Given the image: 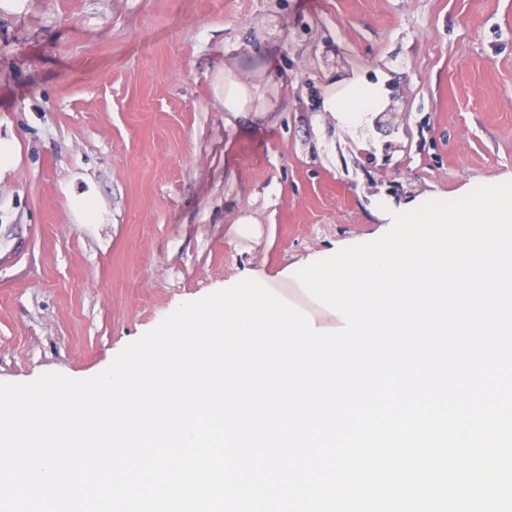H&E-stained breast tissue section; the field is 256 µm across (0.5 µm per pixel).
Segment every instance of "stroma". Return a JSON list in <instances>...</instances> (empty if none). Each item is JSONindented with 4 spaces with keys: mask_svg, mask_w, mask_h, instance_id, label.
Instances as JSON below:
<instances>
[{
    "mask_svg": "<svg viewBox=\"0 0 512 512\" xmlns=\"http://www.w3.org/2000/svg\"><path fill=\"white\" fill-rule=\"evenodd\" d=\"M271 60L276 112H226ZM395 96L399 169L355 168L335 72ZM0 382L82 377L178 302L375 233L379 204L512 177V0H28L0 9ZM93 191L96 223L71 194ZM252 215L263 233L229 229Z\"/></svg>",
    "mask_w": 512,
    "mask_h": 512,
    "instance_id": "obj_1",
    "label": "stroma"
}]
</instances>
